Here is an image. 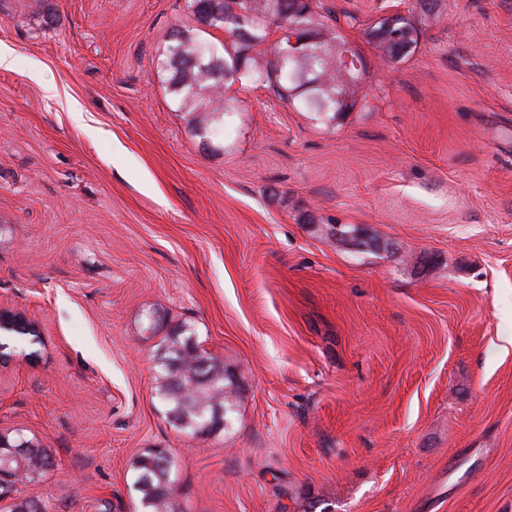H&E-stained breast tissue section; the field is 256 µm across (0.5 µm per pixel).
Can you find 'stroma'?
I'll return each mask as SVG.
<instances>
[{"label": "stroma", "instance_id": "stroma-1", "mask_svg": "<svg viewBox=\"0 0 512 512\" xmlns=\"http://www.w3.org/2000/svg\"><path fill=\"white\" fill-rule=\"evenodd\" d=\"M321 2L362 97L328 125L236 83L201 138L157 66L185 0H0V305L42 328L0 432L51 454L14 498L137 512L163 448L174 512H512V0ZM180 325L235 376L222 430L165 417ZM367 36L373 40V45L382 58L396 61L415 51L420 33L409 18L393 14L384 16L376 22L375 26L368 30ZM398 44L403 46V51L396 49ZM133 489L142 512H172L178 482L173 459L165 450H149L133 463Z\"/></svg>", "mask_w": 512, "mask_h": 512}]
</instances>
